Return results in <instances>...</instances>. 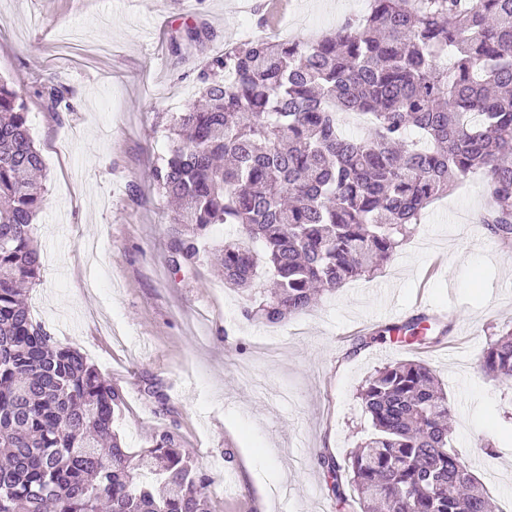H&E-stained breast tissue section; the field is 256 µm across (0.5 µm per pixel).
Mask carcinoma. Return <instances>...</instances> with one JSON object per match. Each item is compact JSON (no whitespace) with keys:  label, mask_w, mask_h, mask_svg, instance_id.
Here are the masks:
<instances>
[{"label":"carcinoma","mask_w":512,"mask_h":512,"mask_svg":"<svg viewBox=\"0 0 512 512\" xmlns=\"http://www.w3.org/2000/svg\"><path fill=\"white\" fill-rule=\"evenodd\" d=\"M200 35L186 27L173 50ZM197 82L201 103L173 116L150 177L180 203L168 229L174 271H198L215 224L237 228L222 249L224 284L246 291L266 270L273 291L249 294L247 319L279 324L318 293L374 276L422 211L470 173L486 175L480 223L512 239V0H367L364 14L315 41H248L213 56ZM39 95L72 110L62 85ZM347 116L368 134H345ZM41 172L26 101L0 78V512H205L210 479L174 435L159 431L132 454L114 430L119 391L24 301L42 267ZM424 321L357 342L440 343L448 328L429 336ZM482 367L512 379V329L489 340ZM360 399L371 434L341 463L318 456L339 505L493 512L450 447L452 410L431 368L389 363Z\"/></svg>","instance_id":"obj_1"}]
</instances>
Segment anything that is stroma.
I'll use <instances>...</instances> for the list:
<instances>
[{
  "mask_svg": "<svg viewBox=\"0 0 512 512\" xmlns=\"http://www.w3.org/2000/svg\"><path fill=\"white\" fill-rule=\"evenodd\" d=\"M281 37L316 40L365 0H295ZM255 0H0V78L26 99L45 166L35 226L43 267L36 321L84 353L123 396L114 422L131 452L174 433L209 476V512H340L325 452L343 459L371 432L357 393L384 365L429 364L454 415V448L496 505L512 501V381L487 375L492 334L512 328V242L490 236L481 174L427 208L382 274L349 282L270 325L212 265L174 272L171 207L149 173L165 126L197 98V71L251 36ZM197 25L176 55L172 34ZM70 91L51 111L40 88ZM446 328L429 348L375 342L389 320Z\"/></svg>",
  "mask_w": 512,
  "mask_h": 512,
  "instance_id": "35a3bbf8",
  "label": "stroma"
}]
</instances>
